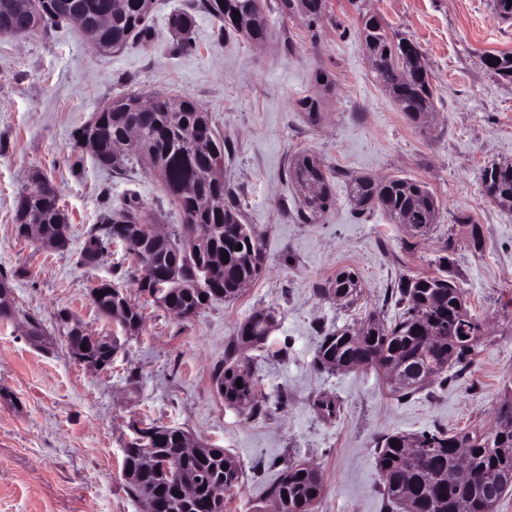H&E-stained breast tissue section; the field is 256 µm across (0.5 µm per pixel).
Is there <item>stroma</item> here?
Segmentation results:
<instances>
[{"mask_svg": "<svg viewBox=\"0 0 512 512\" xmlns=\"http://www.w3.org/2000/svg\"><path fill=\"white\" fill-rule=\"evenodd\" d=\"M189 2L155 0L151 43L112 53L96 50L72 22L23 39L0 35V269L19 273L17 312L0 317V512H141L123 477L135 422L183 428L239 460L227 512H276L268 493L297 461L322 475L315 512H403L382 494L380 438L435 427L488 432L512 381V212L488 202L480 182L485 165L512 160V84L483 63L512 53V20L498 17L491 0H328L311 27L301 16L281 20L277 0H263L267 44L218 40L217 23L198 11L195 46L180 51L168 19ZM363 13L418 43L435 88L430 126L411 123L376 82L358 34ZM322 71L334 81L324 92ZM151 92L190 94L208 112L228 145L224 181L264 256L238 299L190 320L139 292L121 244H108L94 264L80 259L100 216L128 200L161 231L182 221L146 163L106 168L74 139L102 105ZM315 94L323 112L313 123L297 103ZM303 150L336 171V201L311 224L294 217L301 194L287 175L289 158ZM37 173L54 183L69 218L66 248L17 234L15 203ZM361 175L426 182L442 204L430 236L415 245L380 210L356 213L345 185ZM464 216L480 224L479 246L468 241ZM447 252L484 331L466 370L398 400L375 369H316L321 331L358 326L371 312L394 320L398 278L436 271ZM343 267L360 275L351 306L327 291ZM102 281L138 304L143 326L95 370L74 360L53 327L65 312L89 333L112 334L91 300ZM265 308L277 318L270 339L245 353L259 406H227L214 371L238 326ZM28 313L47 328L44 341L30 340ZM323 396L335 400V416L319 411Z\"/></svg>", "mask_w": 512, "mask_h": 512, "instance_id": "35a3bbf8", "label": "stroma"}]
</instances>
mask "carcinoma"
<instances>
[{
  "instance_id": "1",
  "label": "carcinoma",
  "mask_w": 512,
  "mask_h": 512,
  "mask_svg": "<svg viewBox=\"0 0 512 512\" xmlns=\"http://www.w3.org/2000/svg\"><path fill=\"white\" fill-rule=\"evenodd\" d=\"M39 3L41 28L47 29L68 20L77 0ZM87 6L92 23L112 11V25L101 32V39L112 43V49H122L134 39H149L151 28L143 0H89ZM326 7L327 0H279L282 18L300 14L311 25ZM197 10L217 20L221 38L233 34L253 42L270 38L261 0H194L189 10L170 17V26L184 49L193 47L192 12ZM359 37L376 81L400 111L414 122L434 111L428 69L404 68L407 58L422 55L416 43L390 34L375 14L362 16ZM484 63L499 79L512 83V56H487ZM298 107L315 121L321 101L307 96L298 101ZM131 129L138 135V151L153 170L160 171L158 177L184 223L167 237L147 240L138 237L135 225L124 221L127 213L139 210L138 205L130 203L119 211H108L100 216L97 232L85 242L83 262L95 263L108 240L126 244L141 273L137 288L150 296H165L188 319L214 301L236 299L245 285L258 278L263 260L259 242L243 224L240 208L224 180L201 175L204 169L224 161V138L214 129L208 112L189 94L130 95L103 105L95 113L94 123L81 126L74 139L95 143L97 162L117 169L123 158L115 152V145ZM288 177L298 185L307 183L315 188L313 196L300 201L297 215L302 221L311 223L332 206L335 176L318 156L297 154L288 166ZM480 180L489 202L512 210V165H487ZM346 192L360 212L378 207L390 217L406 216V227L416 240L428 236L439 218L436 196L426 183L414 178L378 182L354 177L346 182ZM27 224H38L47 238L59 239L67 216L59 207L55 188H34L19 197L18 234H23ZM238 245L242 249H236ZM356 276L351 268L336 272L329 288L337 299H353L359 287ZM92 292L93 303L103 317L133 331L142 326L141 308L127 295L114 291L112 284L102 282ZM395 296L401 312L393 322L371 316L357 331L345 327L325 332L317 349V367L374 366L388 377L397 372L405 383L388 379L385 383L395 397L405 398L448 381L450 370L471 365L482 336L481 323L470 314L453 277L423 274L402 278ZM275 321V313L264 309L238 327L233 351L214 374L224 403L249 409L255 406L256 383L239 353L264 343ZM434 335L441 340H433ZM152 429L154 433L144 442L142 430L135 429V437L124 448L123 469L133 476L128 481L131 495L150 502L153 512H224V499L215 497L214 491L222 487L232 493L239 488L241 463L222 448L183 450L187 435L180 428L154 425ZM393 439L399 445H391ZM460 448L468 470L464 478L457 476ZM148 454L155 458L152 466L145 465ZM376 465L384 497L403 505L405 512H495L500 499L512 490V400L499 407L496 426L487 435L467 429L451 433L433 429L387 436L378 443ZM179 474L192 477L190 493L179 486ZM323 494L322 476L299 462L288 464L270 489L279 512H314Z\"/></svg>"
}]
</instances>
